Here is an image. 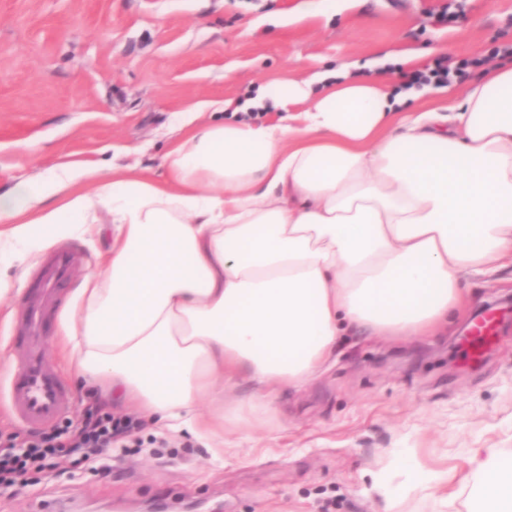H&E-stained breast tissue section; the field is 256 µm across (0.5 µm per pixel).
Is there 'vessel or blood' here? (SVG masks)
I'll list each match as a JSON object with an SVG mask.
<instances>
[{
    "instance_id": "b4317fda",
    "label": "vessel or blood",
    "mask_w": 512,
    "mask_h": 512,
    "mask_svg": "<svg viewBox=\"0 0 512 512\" xmlns=\"http://www.w3.org/2000/svg\"><path fill=\"white\" fill-rule=\"evenodd\" d=\"M71 265L70 251L58 250L49 256L36 276L34 290L27 295L25 334L12 341L21 357L17 372L8 381V399L13 416L30 426L54 422L72 404L68 388L47 365L41 348L51 307Z\"/></svg>"
}]
</instances>
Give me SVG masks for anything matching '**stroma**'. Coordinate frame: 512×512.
<instances>
[{
    "label": "stroma",
    "mask_w": 512,
    "mask_h": 512,
    "mask_svg": "<svg viewBox=\"0 0 512 512\" xmlns=\"http://www.w3.org/2000/svg\"><path fill=\"white\" fill-rule=\"evenodd\" d=\"M443 44L449 63L512 44V0H0V191L58 166L99 163L166 174L180 136L264 95L274 80L324 74L383 80L399 90L397 56ZM201 101L208 110L187 116ZM64 238L71 277L44 340L75 419L91 405L137 417L140 452L109 471L83 464L37 490L0 496V512H469L489 474L471 475L474 448L512 456V329L494 331L491 356L467 366L459 341L485 304L512 298V268L469 275L467 306L428 336L344 337L325 369L276 411L223 441L173 432L98 388L77 385L62 334L74 290L96 269L112 232ZM22 295L0 298V382L18 368L6 339L23 329ZM448 474L446 486L423 481Z\"/></svg>",
    "instance_id": "stroma-1"
}]
</instances>
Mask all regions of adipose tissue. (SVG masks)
Here are the masks:
<instances>
[{
    "label": "adipose tissue",
    "instance_id": "1",
    "mask_svg": "<svg viewBox=\"0 0 512 512\" xmlns=\"http://www.w3.org/2000/svg\"><path fill=\"white\" fill-rule=\"evenodd\" d=\"M310 85H269L303 104L287 121L179 140L164 179L88 165L0 194L8 268L110 214L109 254L63 328L82 375L168 429L220 436L267 415L349 329L424 335L461 306L464 275L512 266V66L402 116L378 83ZM244 372L248 397L199 412ZM470 464L496 473L476 512H512V460L479 448Z\"/></svg>",
    "mask_w": 512,
    "mask_h": 512
}]
</instances>
